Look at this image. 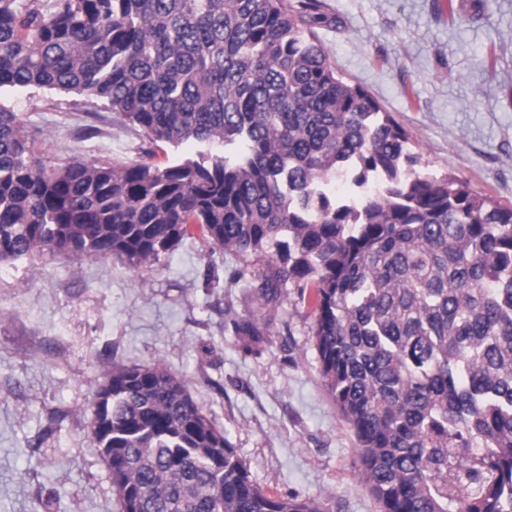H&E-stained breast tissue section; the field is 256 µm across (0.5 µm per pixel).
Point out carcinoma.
Returning a JSON list of instances; mask_svg holds the SVG:
<instances>
[{
    "label": "carcinoma",
    "mask_w": 512,
    "mask_h": 512,
    "mask_svg": "<svg viewBox=\"0 0 512 512\" xmlns=\"http://www.w3.org/2000/svg\"><path fill=\"white\" fill-rule=\"evenodd\" d=\"M322 0H0V89L104 101L163 164L55 166L0 104V262L139 268L191 224L312 308L320 375L380 512H512V205L421 170L392 115L333 65ZM372 193L346 201L342 172ZM249 351L267 322L233 321ZM89 431L118 512H329L264 492L161 364L114 367Z\"/></svg>",
    "instance_id": "1"
}]
</instances>
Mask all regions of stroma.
<instances>
[{
    "label": "stroma",
    "mask_w": 512,
    "mask_h": 512,
    "mask_svg": "<svg viewBox=\"0 0 512 512\" xmlns=\"http://www.w3.org/2000/svg\"><path fill=\"white\" fill-rule=\"evenodd\" d=\"M329 60L407 131L431 174L512 204V0H323ZM494 52V69L483 58ZM52 162L144 161L141 130L77 93L0 90ZM98 132L78 138L80 128ZM244 266L198 227L152 264L0 262V512H117L88 409L115 365L162 362L223 428L253 480L331 512H379L355 466L356 436L320 375L314 318L287 287L262 343L233 319L262 316L233 279Z\"/></svg>",
    "instance_id": "35a3bbf8"
}]
</instances>
